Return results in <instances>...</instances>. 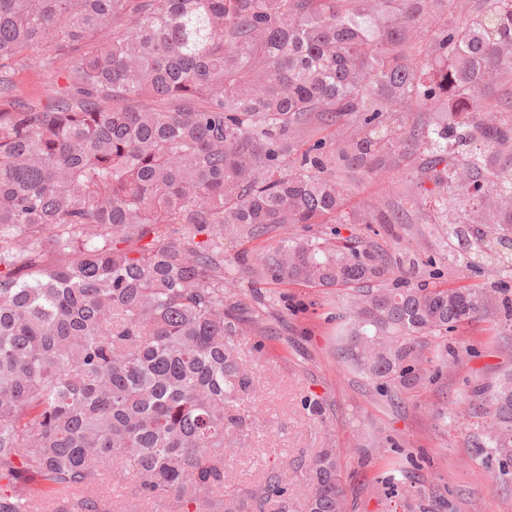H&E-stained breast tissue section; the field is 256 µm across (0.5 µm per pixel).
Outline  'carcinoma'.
Listing matches in <instances>:
<instances>
[{"label":"carcinoma","mask_w":512,"mask_h":512,"mask_svg":"<svg viewBox=\"0 0 512 512\" xmlns=\"http://www.w3.org/2000/svg\"><path fill=\"white\" fill-rule=\"evenodd\" d=\"M36 67L55 85L21 92ZM512 0H0V512H110L101 487L166 512H263L272 476L225 497L238 413L261 376L224 292V238L334 224L336 160L373 173L427 152L443 216L489 195L484 251L512 224ZM418 121L405 129L406 118ZM331 130L312 144L310 129ZM354 224H400L352 215ZM274 282L352 290L339 357L397 396L431 379L426 341L500 314L501 288L412 286L356 237L284 236ZM485 447L512 468V374ZM304 512H346L335 449ZM17 80L24 91L33 98L48 101L53 96L52 84H45L44 78L33 69L23 70L17 76Z\"/></svg>","instance_id":"obj_1"}]
</instances>
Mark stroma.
<instances>
[{
	"label": "stroma",
	"instance_id": "1",
	"mask_svg": "<svg viewBox=\"0 0 512 512\" xmlns=\"http://www.w3.org/2000/svg\"><path fill=\"white\" fill-rule=\"evenodd\" d=\"M426 155L393 157L378 174L357 169L344 175L347 212L404 210V224H344L342 235L359 236L404 259L411 281L427 274L428 261L444 273L446 285L504 282L512 290V248L500 245L474 267L459 265L476 251L477 227L445 226L433 202L412 199L410 190L432 188L423 178ZM279 230L224 241L226 290L246 308L251 323L239 351L263 377L262 390L242 400L253 427L246 451L227 457V491L244 493L276 475L294 499H301L308 463L325 448L335 449L349 512H512V473L481 448L485 412L465 414L472 391L495 386L512 370V327L489 317L448 336V350L433 358V381L390 400L337 354V313L345 293L336 288L265 280L247 272L241 259L275 247ZM320 399L317 416L305 401ZM398 439L400 454L381 457L377 442Z\"/></svg>",
	"mask_w": 512,
	"mask_h": 512
}]
</instances>
